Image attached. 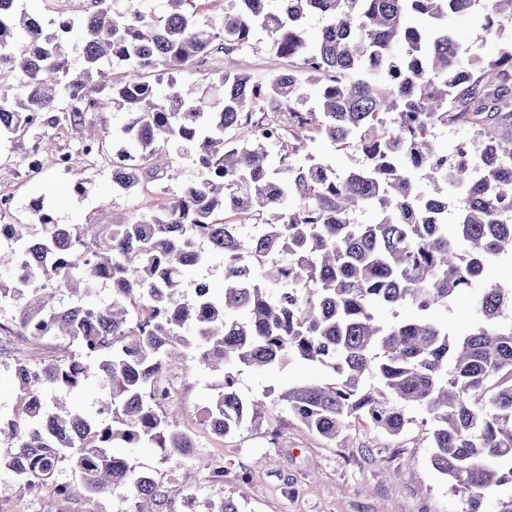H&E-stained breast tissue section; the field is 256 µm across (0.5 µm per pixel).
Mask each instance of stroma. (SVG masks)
Instances as JSON below:
<instances>
[{
	"instance_id": "obj_1",
	"label": "stroma",
	"mask_w": 512,
	"mask_h": 512,
	"mask_svg": "<svg viewBox=\"0 0 512 512\" xmlns=\"http://www.w3.org/2000/svg\"><path fill=\"white\" fill-rule=\"evenodd\" d=\"M32 144L29 138L20 143L0 140V189L16 195L15 223H32L31 203L36 199L44 201L61 224H86L96 216L102 223L119 224L145 205L158 207L171 198L170 191L152 184L129 194H113L111 171L102 159H76L68 175L50 169L31 175L19 161ZM78 181L85 187L81 196L74 191ZM12 313V306L0 307L2 415L16 409L17 392L9 371L16 351L42 362L69 351L61 340L48 343L6 336L3 327L10 324ZM183 371L186 401L180 427L195 440L196 502L184 503L178 492L182 472L164 461L160 449L133 452L138 470L170 488L171 512H202L205 502L228 496L240 500L242 512H462L447 480L429 463V439L420 426L392 438L359 421L330 443L289 415L277 395L288 385L313 376L308 364L291 359L270 372H239V394L259 401L261 409L256 419L223 437L211 433L202 414L214 394L216 375L191 361L184 363ZM214 457L247 469L249 484L241 486L229 478L223 486H212L203 463Z\"/></svg>"
}]
</instances>
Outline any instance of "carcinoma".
Listing matches in <instances>:
<instances>
[{
    "mask_svg": "<svg viewBox=\"0 0 512 512\" xmlns=\"http://www.w3.org/2000/svg\"><path fill=\"white\" fill-rule=\"evenodd\" d=\"M164 2L119 13L92 0L82 19L49 31L0 0V76L21 89L0 92V136L41 132L23 166L40 169L70 127L95 155L113 144L131 160L112 164V191L178 188L97 231L43 223L33 235L0 220V305L14 306V335L38 322L78 347L53 362L14 359L20 404L0 415L10 444L0 467L58 494L66 469L87 498L121 492L132 512H164L169 489L129 449L180 460L195 447L178 429L181 407L156 398L165 367L190 358L219 375L205 415L223 437L258 414L236 390L241 368L293 357L320 372L280 394L310 431L331 442L364 420L399 436L416 407L430 465L463 512H484L489 495L496 512H512V322H502L512 280L496 274L512 262V0H224L220 40L198 0ZM460 15L475 19L488 54L466 56ZM258 48L292 65L266 79L237 72L239 55ZM213 56L224 59L212 79L224 93L210 103L173 73ZM157 72L164 92L148 80ZM108 112L123 121L110 126ZM441 126L468 136L439 147L430 130ZM275 128L273 170L260 133ZM324 143L361 154L359 167L323 161ZM182 154L198 178L184 177ZM450 154L448 172L436 161ZM363 211L371 222L356 219ZM227 213L254 218L258 233L243 236ZM215 257L224 284L201 280L184 297L186 275ZM99 283L112 297L91 303ZM62 289L84 303L56 306ZM461 296L473 323L456 333L441 311ZM92 376L108 415L70 399Z\"/></svg>",
    "mask_w": 512,
    "mask_h": 512,
    "instance_id": "cac0c4a2",
    "label": "carcinoma"
}]
</instances>
